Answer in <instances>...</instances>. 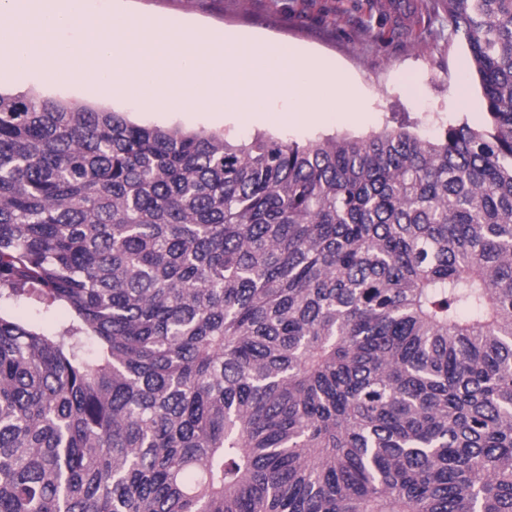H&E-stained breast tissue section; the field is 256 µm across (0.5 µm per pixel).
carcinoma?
Here are the masks:
<instances>
[{"instance_id":"1","label":"carcinoma","mask_w":512,"mask_h":512,"mask_svg":"<svg viewBox=\"0 0 512 512\" xmlns=\"http://www.w3.org/2000/svg\"><path fill=\"white\" fill-rule=\"evenodd\" d=\"M488 124L298 143L0 92V512H512V0ZM44 305L34 299L18 302H2L0 312L3 316L18 318L44 328H53L57 324L70 320L69 312L63 307H54L46 312Z\"/></svg>"}]
</instances>
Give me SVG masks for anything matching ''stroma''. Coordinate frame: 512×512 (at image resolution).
Wrapping results in <instances>:
<instances>
[{
  "label": "stroma",
  "mask_w": 512,
  "mask_h": 512,
  "mask_svg": "<svg viewBox=\"0 0 512 512\" xmlns=\"http://www.w3.org/2000/svg\"><path fill=\"white\" fill-rule=\"evenodd\" d=\"M138 19L188 23L194 30L241 32L303 47L338 64L359 86V118L341 112L322 123L293 125L288 102L266 97L261 117L208 108L179 109L136 97H106L80 83L47 79L30 72L0 74V90L32 92L44 98L122 113L153 127L205 131L233 140L256 133L300 143L332 135L362 136L405 122L434 138L451 122L474 127L486 122L472 63L463 41L449 34L442 0H121ZM0 314L51 328L68 322L62 307L45 311L33 299L0 304Z\"/></svg>",
  "instance_id": "1"
}]
</instances>
